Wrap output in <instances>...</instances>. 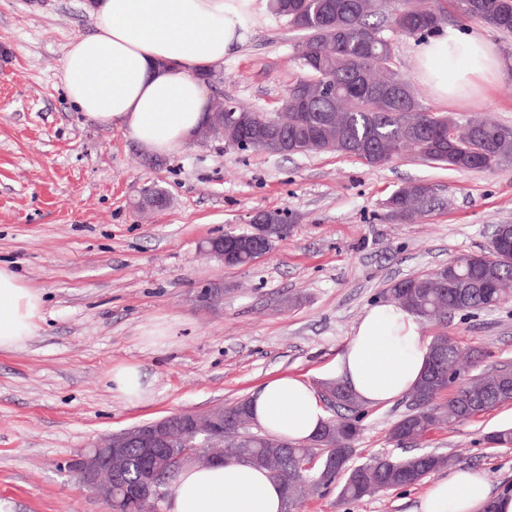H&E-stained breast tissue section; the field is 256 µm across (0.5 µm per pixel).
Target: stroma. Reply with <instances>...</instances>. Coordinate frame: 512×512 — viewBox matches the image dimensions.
Wrapping results in <instances>:
<instances>
[{"label":"stroma","instance_id":"obj_1","mask_svg":"<svg viewBox=\"0 0 512 512\" xmlns=\"http://www.w3.org/2000/svg\"><path fill=\"white\" fill-rule=\"evenodd\" d=\"M249 27L207 93L272 112L300 73L301 35L269 12ZM93 29L90 0H0V267L44 301L27 345L0 352V500L13 512H108L69 469L79 450L178 410L231 405L270 379L320 384L394 282L481 253L494 225L512 224V170H449L410 150L371 168L336 153L192 141L149 165L122 131L82 117L60 85L70 44ZM396 44L395 70L431 112L512 127V73L482 102L441 101L418 79L417 39ZM409 181L433 185L434 206L413 223L385 220L383 201ZM147 183L171 206L142 215L135 202ZM278 209L291 233L259 262L227 268L206 252L208 239L250 231L254 212ZM213 285L223 301L203 302ZM422 334L485 348L483 370L512 365V301L424 323ZM123 363L147 373L148 401L113 393L107 373ZM408 404L403 396L367 411L357 460L400 454L389 430ZM510 426L512 404L417 449L481 470L490 494L512 491V447L484 439ZM426 490L351 502L332 491L300 512H415Z\"/></svg>","mask_w":512,"mask_h":512}]
</instances>
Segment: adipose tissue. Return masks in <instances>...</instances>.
I'll use <instances>...</instances> for the list:
<instances>
[{
    "label": "adipose tissue",
    "mask_w": 512,
    "mask_h": 512,
    "mask_svg": "<svg viewBox=\"0 0 512 512\" xmlns=\"http://www.w3.org/2000/svg\"><path fill=\"white\" fill-rule=\"evenodd\" d=\"M268 0H94L95 29L75 39L60 69L71 103L90 121L113 126L152 156L182 150L207 116L200 71L220 65L248 37L250 17ZM419 78L441 98L468 101L501 81L512 62L486 34L446 28L418 48ZM42 318V300L0 267V351L22 347ZM418 316L390 301L366 310L338 356L335 377L368 407L407 393L429 354ZM126 401L144 400L150 383L140 365L107 376ZM254 421L293 441L312 437L326 419L321 397L300 377L264 383L250 398ZM512 512V492L489 496L480 471L457 467L436 480L417 512ZM169 512H282L283 488L268 471L229 461L189 466L171 487Z\"/></svg>",
    "instance_id": "adipose-tissue-1"
}]
</instances>
